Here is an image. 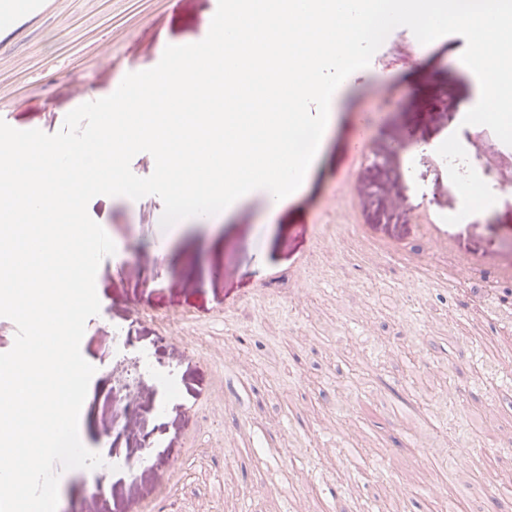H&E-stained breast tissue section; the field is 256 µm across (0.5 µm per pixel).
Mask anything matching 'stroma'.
Wrapping results in <instances>:
<instances>
[{"label": "stroma", "mask_w": 512, "mask_h": 512, "mask_svg": "<svg viewBox=\"0 0 512 512\" xmlns=\"http://www.w3.org/2000/svg\"><path fill=\"white\" fill-rule=\"evenodd\" d=\"M214 2L60 0L41 22L0 33V119L58 132L71 110L156 66L165 37L198 35ZM465 47L458 34L424 45L393 29L345 79L312 172L275 213L253 192L210 222L165 229L157 196L96 205L93 220L126 252L97 271L100 313L80 346L95 395L79 436L114 466L104 477L67 471L60 505L140 512L177 463L174 512H282L290 499L296 512H397L392 486L402 481L409 512H512V491L483 461L512 463V281L434 265L425 230L460 210L432 143L477 103L460 71ZM462 145L491 190L512 187V146L485 126ZM340 192L365 242L395 247L392 259L367 261L342 223V247L315 243L312 228L334 223ZM448 235L458 256L512 258V204ZM489 295L505 300L493 328ZM181 312L196 333L165 328ZM229 340L237 347L218 408L211 352ZM145 350L155 374L131 384ZM164 383L175 394L165 407ZM214 433L224 439L218 465L205 448ZM422 448L431 466L419 463ZM450 448L467 450V466ZM103 479L107 490L92 494Z\"/></svg>", "instance_id": "35a3bbf8"}]
</instances>
